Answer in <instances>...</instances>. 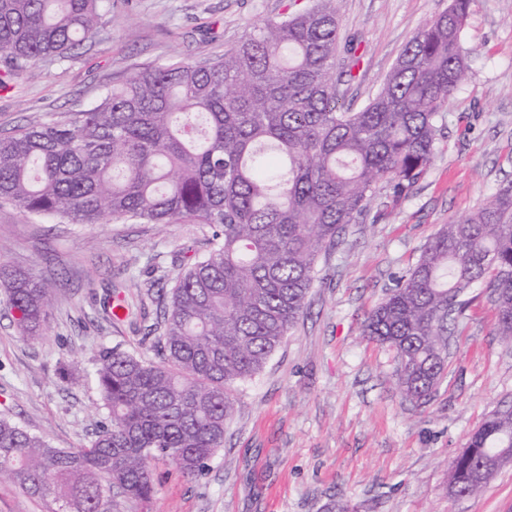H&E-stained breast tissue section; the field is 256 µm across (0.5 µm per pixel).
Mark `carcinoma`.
<instances>
[{"mask_svg": "<svg viewBox=\"0 0 512 512\" xmlns=\"http://www.w3.org/2000/svg\"><path fill=\"white\" fill-rule=\"evenodd\" d=\"M105 0H0V88L64 60L106 25ZM451 0L406 45L381 89L340 105L336 0L247 25L213 61L134 73L87 110L0 134V205L66 224H204L210 248L169 289L147 359L104 347L96 378L107 421L82 448H54L0 417V477L48 512H125L154 494L151 462L202 475L224 448L231 394L296 328L322 258L386 180L405 193L434 154L438 118L467 77ZM20 335L41 338L51 289L0 261ZM485 288L512 341V182L444 225L369 314L363 336L394 352L403 395L425 403L448 330ZM451 463L449 491L475 495L485 456L512 450V413L492 411Z\"/></svg>", "mask_w": 512, "mask_h": 512, "instance_id": "carcinoma-1", "label": "carcinoma"}]
</instances>
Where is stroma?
Returning <instances> with one entry per match:
<instances>
[{
    "label": "stroma",
    "mask_w": 512,
    "mask_h": 512,
    "mask_svg": "<svg viewBox=\"0 0 512 512\" xmlns=\"http://www.w3.org/2000/svg\"><path fill=\"white\" fill-rule=\"evenodd\" d=\"M313 0H107V23L67 61L0 89V133L27 119L88 109L131 74L175 58L223 54L248 24ZM449 0H338L339 37L359 64L345 83L357 110L406 44ZM467 78L443 112L433 158L402 196H379L322 266L297 328L261 373L236 387L223 449L196 479L152 464L149 512H512V464L476 495L448 492L449 464L486 415L512 402V342L488 293L471 289L429 402L404 398L387 347L362 326L438 229L512 181V0H474L461 33ZM202 224H62L0 207V261L52 289L42 339H23L0 296V415L57 448L87 445L106 421L95 376L101 348L151 356L146 338L168 283L209 247ZM144 314L112 321V292Z\"/></svg>",
    "instance_id": "stroma-1"
}]
</instances>
